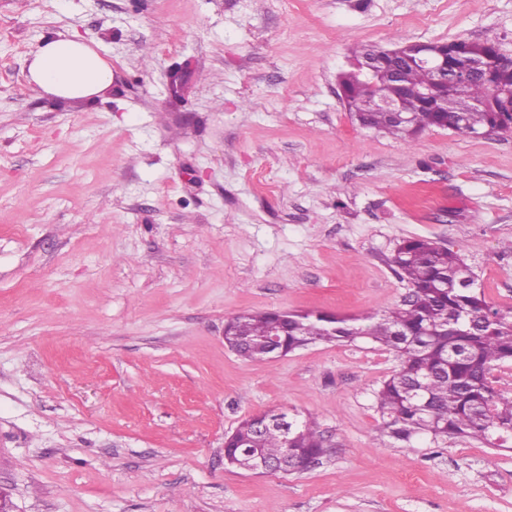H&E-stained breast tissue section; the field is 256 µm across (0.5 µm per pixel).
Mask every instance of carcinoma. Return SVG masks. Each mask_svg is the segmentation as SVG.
I'll use <instances>...</instances> for the list:
<instances>
[{"mask_svg": "<svg viewBox=\"0 0 512 512\" xmlns=\"http://www.w3.org/2000/svg\"><path fill=\"white\" fill-rule=\"evenodd\" d=\"M473 54L492 59L487 75L474 77L465 92L448 80L433 101L420 98L419 89L432 85L436 73L404 59L363 78L360 65L378 52L362 47L353 54L350 69L340 75L350 112L360 125L404 140L428 127L454 128L469 134L504 122L505 113L491 106L495 91L512 87V60L494 41L474 42ZM398 96L411 117L407 127L392 115L368 108L380 97ZM474 101L488 103L475 108ZM389 266L407 282L409 292L381 314L344 318L326 313L247 312L225 322L224 343L245 360L261 356V340L279 327L278 346L288 352L316 342L366 340L395 354L399 365L375 391L383 433L410 444L421 435L434 442L471 437L498 446L512 439V397L496 391L489 376L512 364V310L486 300L474 272L460 254L427 239L398 243ZM288 434L263 433L254 417L242 420L224 438V462L261 456L288 457V470L300 472L328 452L323 433L314 422L288 417Z\"/></svg>", "mask_w": 512, "mask_h": 512, "instance_id": "obj_1", "label": "carcinoma"}]
</instances>
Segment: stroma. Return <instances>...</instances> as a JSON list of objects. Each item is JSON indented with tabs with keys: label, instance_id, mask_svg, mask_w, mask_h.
I'll use <instances>...</instances> for the list:
<instances>
[{
	"label": "stroma",
	"instance_id": "35a3bbf8",
	"mask_svg": "<svg viewBox=\"0 0 512 512\" xmlns=\"http://www.w3.org/2000/svg\"><path fill=\"white\" fill-rule=\"evenodd\" d=\"M112 64L91 101L27 79L43 36ZM485 41L512 0H0V489L15 512H512V449L383 435L367 342L272 361L226 319L359 317L408 292L396 244L462 255L512 308V132L359 127L352 50ZM313 420L311 470L224 466L257 412Z\"/></svg>",
	"mask_w": 512,
	"mask_h": 512
}]
</instances>
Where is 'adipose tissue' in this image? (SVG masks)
<instances>
[{"label": "adipose tissue", "mask_w": 512, "mask_h": 512, "mask_svg": "<svg viewBox=\"0 0 512 512\" xmlns=\"http://www.w3.org/2000/svg\"><path fill=\"white\" fill-rule=\"evenodd\" d=\"M28 79L47 95L90 100L111 86L112 67L93 41L75 33L42 38L28 65Z\"/></svg>", "instance_id": "adipose-tissue-1"}]
</instances>
